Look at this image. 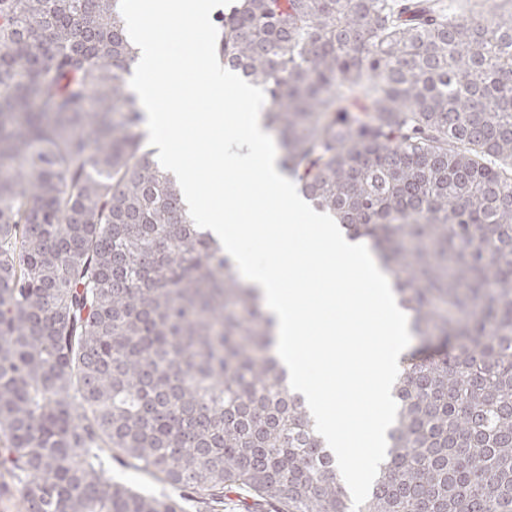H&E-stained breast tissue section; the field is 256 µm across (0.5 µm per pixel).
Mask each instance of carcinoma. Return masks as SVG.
<instances>
[{"mask_svg": "<svg viewBox=\"0 0 512 512\" xmlns=\"http://www.w3.org/2000/svg\"><path fill=\"white\" fill-rule=\"evenodd\" d=\"M224 67L410 329L358 512H512V7L236 0ZM119 0H0V468L25 512H350L275 322L154 158ZM183 492L142 495L100 452Z\"/></svg>", "mask_w": 512, "mask_h": 512, "instance_id": "cac0c4a2", "label": "carcinoma"}]
</instances>
